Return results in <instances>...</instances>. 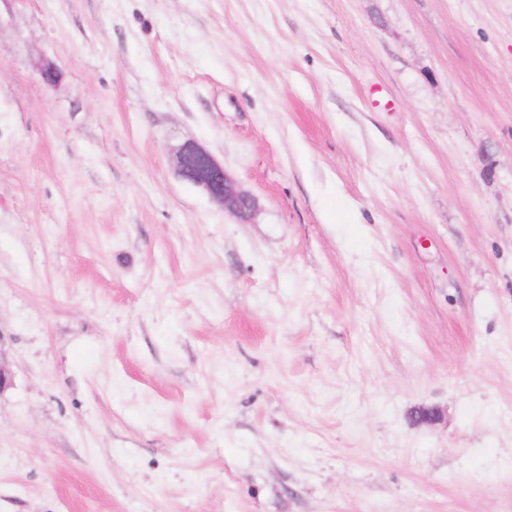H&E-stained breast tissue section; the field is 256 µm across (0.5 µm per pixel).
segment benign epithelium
Wrapping results in <instances>:
<instances>
[{"mask_svg": "<svg viewBox=\"0 0 512 512\" xmlns=\"http://www.w3.org/2000/svg\"><path fill=\"white\" fill-rule=\"evenodd\" d=\"M172 160L178 177L238 219L248 221L256 213V198L236 185L206 147L187 141L173 149Z\"/></svg>", "mask_w": 512, "mask_h": 512, "instance_id": "obj_1", "label": "benign epithelium"}]
</instances>
